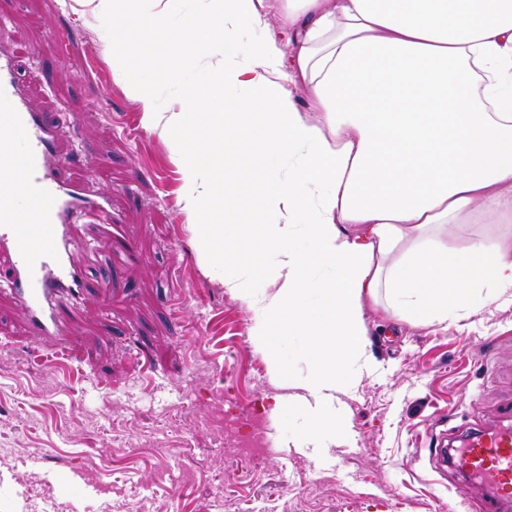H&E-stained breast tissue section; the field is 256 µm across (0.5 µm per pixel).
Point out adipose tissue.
Listing matches in <instances>:
<instances>
[{
    "instance_id": "ef3b65f1",
    "label": "adipose tissue",
    "mask_w": 512,
    "mask_h": 512,
    "mask_svg": "<svg viewBox=\"0 0 512 512\" xmlns=\"http://www.w3.org/2000/svg\"><path fill=\"white\" fill-rule=\"evenodd\" d=\"M88 3L180 166L198 257L254 311L275 372L290 343L315 365L288 401L314 447L374 366L364 301L408 322L512 303V233L448 235L512 219V0ZM142 61L169 103L144 94ZM478 224H466L459 227H448V235H463L468 236L471 234H493L501 231H512V222L510 224H495L492 220L478 215L476 218Z\"/></svg>"
}]
</instances>
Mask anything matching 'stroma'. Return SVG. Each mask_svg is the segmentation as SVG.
Here are the masks:
<instances>
[{
  "label": "stroma",
  "instance_id": "1",
  "mask_svg": "<svg viewBox=\"0 0 512 512\" xmlns=\"http://www.w3.org/2000/svg\"><path fill=\"white\" fill-rule=\"evenodd\" d=\"M100 27L81 0H0V54L72 156L60 179L93 183L114 219L111 232H77L72 261L89 290L62 311L68 356L0 292V512L47 494L61 512L141 497L162 512H481L485 487L433 447L503 424L512 304L424 323L365 301L375 367L338 395L335 443L305 447L273 399L313 367L294 348L273 377L253 311L199 262L179 165L113 76ZM241 411L264 422L265 456L226 447L224 417Z\"/></svg>",
  "mask_w": 512,
  "mask_h": 512
}]
</instances>
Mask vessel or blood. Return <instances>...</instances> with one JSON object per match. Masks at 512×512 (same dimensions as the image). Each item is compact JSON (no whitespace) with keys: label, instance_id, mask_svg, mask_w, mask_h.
<instances>
[{"label":"vessel or blood","instance_id":"obj_1","mask_svg":"<svg viewBox=\"0 0 512 512\" xmlns=\"http://www.w3.org/2000/svg\"><path fill=\"white\" fill-rule=\"evenodd\" d=\"M17 140L25 145L19 168L29 221L18 224L14 184L0 181V250L10 255L14 268L8 290L27 309L35 334L59 343L65 329L56 308L64 300L79 302L85 289L82 270L70 260L71 223L86 207L97 208L107 223L112 213L90 187L59 182L56 170L66 157L58 134L28 106L11 59L0 55V157L9 158ZM452 463L492 489L495 508L512 504L511 424L470 433Z\"/></svg>","mask_w":512,"mask_h":512}]
</instances>
